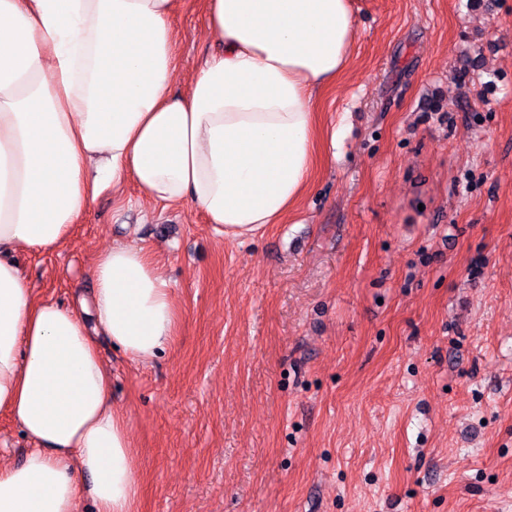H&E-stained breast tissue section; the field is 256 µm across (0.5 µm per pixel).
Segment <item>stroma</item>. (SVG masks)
<instances>
[{"label":"stroma","mask_w":512,"mask_h":512,"mask_svg":"<svg viewBox=\"0 0 512 512\" xmlns=\"http://www.w3.org/2000/svg\"><path fill=\"white\" fill-rule=\"evenodd\" d=\"M176 0L171 88L218 51ZM345 127L286 223L214 234L102 192L15 258L82 306L104 247L157 261L178 320L135 362L98 343L136 457L135 512H512V0H353Z\"/></svg>","instance_id":"stroma-1"}]
</instances>
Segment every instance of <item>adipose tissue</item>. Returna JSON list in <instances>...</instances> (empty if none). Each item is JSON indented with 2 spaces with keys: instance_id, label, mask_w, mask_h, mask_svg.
<instances>
[{
  "instance_id": "adipose-tissue-1",
  "label": "adipose tissue",
  "mask_w": 512,
  "mask_h": 512,
  "mask_svg": "<svg viewBox=\"0 0 512 512\" xmlns=\"http://www.w3.org/2000/svg\"><path fill=\"white\" fill-rule=\"evenodd\" d=\"M173 0H0V411L32 448L0 464V512H134L135 454L96 338L146 361L172 292L142 247L90 270L96 333L39 300L14 254L64 243L97 195L202 211L220 237L284 223L318 163L313 93L345 70L350 0H207L224 46L175 96Z\"/></svg>"
}]
</instances>
